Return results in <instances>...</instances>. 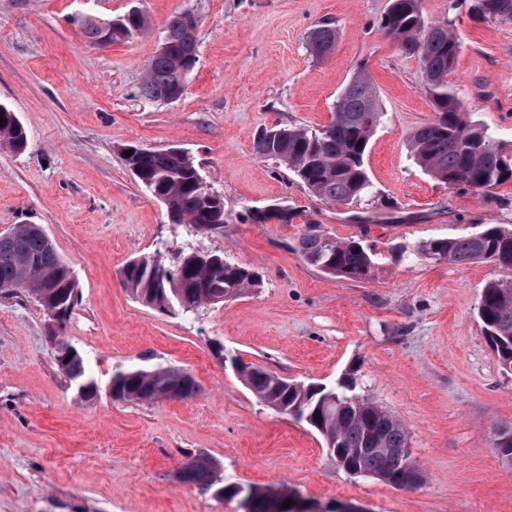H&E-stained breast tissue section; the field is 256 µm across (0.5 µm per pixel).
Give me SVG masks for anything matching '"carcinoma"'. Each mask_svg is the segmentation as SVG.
I'll list each match as a JSON object with an SVG mask.
<instances>
[{
  "instance_id": "obj_1",
  "label": "carcinoma",
  "mask_w": 512,
  "mask_h": 512,
  "mask_svg": "<svg viewBox=\"0 0 512 512\" xmlns=\"http://www.w3.org/2000/svg\"><path fill=\"white\" fill-rule=\"evenodd\" d=\"M472 15L482 21L512 23V0H468ZM185 9L172 15L165 27L159 51L147 63L141 94L165 102L182 96L188 75L198 60V37L189 34ZM71 23L90 45L128 41L144 34L149 20L144 10L101 22L75 16ZM386 36L421 62V84L435 113L414 130L408 140L413 162L424 174L448 186L489 192L512 181V168L505 164L502 147L488 128L472 122L462 109V100L448 80L460 53L461 42L445 20L429 18L422 0H389L379 20ZM336 26L322 24L311 30L307 41L318 57L330 54L336 45ZM0 143L22 153L29 135L16 113L0 104ZM375 87L364 69L357 70L338 94L332 120L318 129L304 126L271 128L265 138H255L256 155L285 166L313 196L332 203H361L370 198L371 182L364 159L370 140L381 123ZM140 184L166 207L170 224H188L199 232L224 228V198L207 189L193 156L179 147L152 150L136 147L130 159ZM255 224L271 219L292 223L294 213L283 219L280 207L248 214ZM297 251L304 261L332 277L367 281L378 262V253L358 237L343 240L324 234L320 225H302ZM421 253L437 261L458 265L494 262L512 271V230L500 224H480L474 232L429 241ZM125 288L143 304L191 312L204 305H218L260 285L252 269L234 263L222 253L199 258L192 247L176 256L158 251L130 261L121 273ZM0 290H23L35 297L48 314L51 354L60 372L69 380L92 381L83 356L64 336L66 322L76 305L78 286L71 268L61 258L38 224H17L0 234ZM478 318L501 368H512V279L485 285L478 305ZM242 381L262 403L297 422L315 429L341 457L343 469L364 472L368 477L402 488L406 474L390 452L408 447L409 434L393 413L358 390L354 374H347L334 388L281 378L257 365L234 363ZM112 397L133 403L168 398L186 400L198 393L194 377L185 371L156 366L131 367L112 376ZM489 447L512 462V426L496 427ZM220 464L203 454H190L180 469L179 481L211 492L217 499L242 496L247 512H267V503L284 497L275 488L246 491L224 483Z\"/></svg>"
}]
</instances>
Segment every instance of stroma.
I'll use <instances>...</instances> for the list:
<instances>
[{
    "label": "stroma",
    "mask_w": 512,
    "mask_h": 512,
    "mask_svg": "<svg viewBox=\"0 0 512 512\" xmlns=\"http://www.w3.org/2000/svg\"><path fill=\"white\" fill-rule=\"evenodd\" d=\"M389 0H142L149 30L104 46L85 43L69 17L107 21L130 0H0V103L30 136L22 154L0 144V234L42 225L72 267L79 298L65 334L97 380L78 397L51 355L47 315L30 293L0 291V512H245L175 474L188 453L220 463L225 481L300 493L334 512H512V465L489 446L512 425V375L502 373L477 316L480 294L512 272L490 262L456 265L421 255L429 240L476 224L512 229V183L484 194L447 188L410 159L411 132L434 116L417 56L376 26ZM200 16L199 60L182 97L140 94L144 65L168 18ZM461 40L450 79L472 121L512 154V24L470 14L466 0H422ZM336 26L320 59L306 40ZM383 112L365 167L381 205L328 204L275 161L255 155L257 132L276 124L326 125L358 68ZM137 143L190 151L224 198V228L193 234L169 223L126 166ZM285 205L292 223L249 221ZM314 220L380 253L370 280L333 278L296 252ZM224 254L259 272V287L189 313L142 304L121 284L132 259L160 243ZM405 247L395 258L394 247ZM222 346L216 357L214 346ZM238 358L299 382L358 387L410 432L424 474L397 489L342 469L306 423L260 402L230 363ZM188 370L187 400L135 404L112 398L131 366Z\"/></svg>",
    "instance_id": "stroma-1"
}]
</instances>
